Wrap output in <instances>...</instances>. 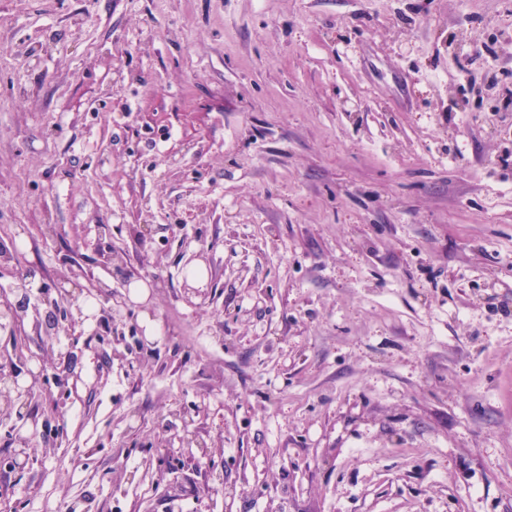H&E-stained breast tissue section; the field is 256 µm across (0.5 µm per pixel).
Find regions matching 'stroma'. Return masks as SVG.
I'll use <instances>...</instances> for the list:
<instances>
[{
  "instance_id": "obj_1",
  "label": "stroma",
  "mask_w": 512,
  "mask_h": 512,
  "mask_svg": "<svg viewBox=\"0 0 512 512\" xmlns=\"http://www.w3.org/2000/svg\"><path fill=\"white\" fill-rule=\"evenodd\" d=\"M508 152L512 0H0V290L163 254L0 512H512Z\"/></svg>"
}]
</instances>
